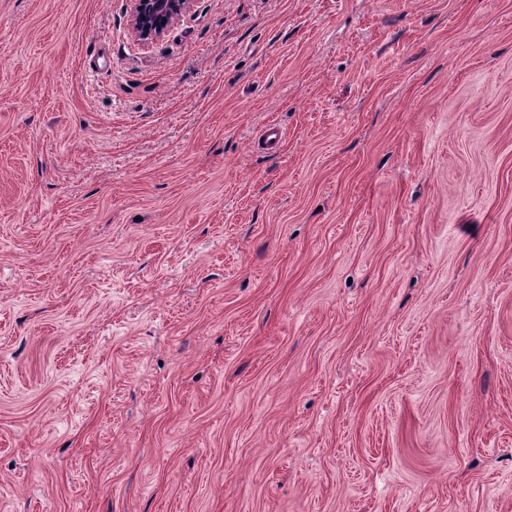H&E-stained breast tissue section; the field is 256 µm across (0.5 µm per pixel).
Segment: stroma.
I'll return each mask as SVG.
<instances>
[{"label":"stroma","mask_w":512,"mask_h":512,"mask_svg":"<svg viewBox=\"0 0 512 512\" xmlns=\"http://www.w3.org/2000/svg\"><path fill=\"white\" fill-rule=\"evenodd\" d=\"M129 8L0 0V512H512V0ZM193 0H129L130 29L141 43L161 39L176 19L186 14ZM145 16V19H142Z\"/></svg>","instance_id":"35a3bbf8"}]
</instances>
